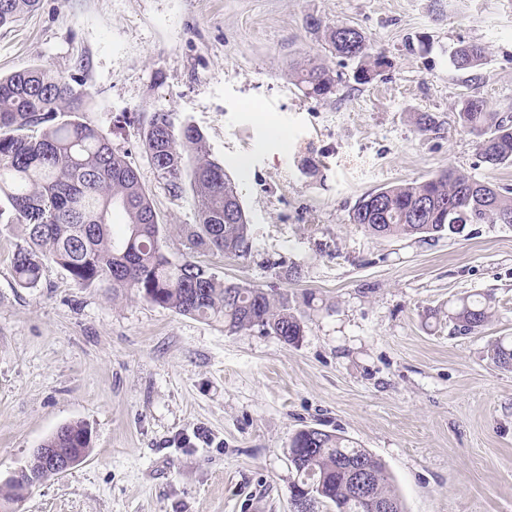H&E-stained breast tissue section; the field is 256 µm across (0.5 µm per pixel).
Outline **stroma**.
<instances>
[{
    "label": "stroma",
    "mask_w": 512,
    "mask_h": 512,
    "mask_svg": "<svg viewBox=\"0 0 512 512\" xmlns=\"http://www.w3.org/2000/svg\"><path fill=\"white\" fill-rule=\"evenodd\" d=\"M313 19L359 29L389 67L357 83ZM462 41L488 46L481 78L452 68ZM307 59L343 73L336 97L295 85ZM40 64L88 92L86 121L137 169L170 254L198 202L170 196L141 147L157 112L203 134L252 226L250 255L200 264L317 305L287 344L78 287L53 263L23 289L24 231L0 223V482L62 425L91 430L86 460L20 512H291L288 448L305 427L380 458L405 512H512V370L487 356L512 336V226L418 241L348 221L364 194L451 166L512 187L456 114L465 94L512 114V0H41L0 28V76ZM424 112L436 131L418 130ZM476 293L494 317L452 335L449 299Z\"/></svg>",
    "instance_id": "stroma-1"
}]
</instances>
